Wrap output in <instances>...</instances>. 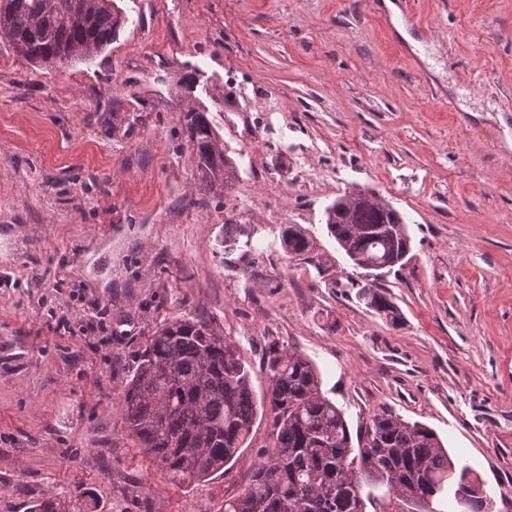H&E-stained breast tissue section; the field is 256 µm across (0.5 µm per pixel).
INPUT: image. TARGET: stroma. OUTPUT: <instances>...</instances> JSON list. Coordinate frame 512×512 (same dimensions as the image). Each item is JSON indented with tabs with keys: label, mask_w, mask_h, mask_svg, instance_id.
<instances>
[{
	"label": "stroma",
	"mask_w": 512,
	"mask_h": 512,
	"mask_svg": "<svg viewBox=\"0 0 512 512\" xmlns=\"http://www.w3.org/2000/svg\"><path fill=\"white\" fill-rule=\"evenodd\" d=\"M115 2L124 25L92 58L44 67L0 42V512L80 489L99 512L124 489L126 512H224L271 415L183 486L124 435L136 354L178 316L231 337L259 396L267 345L294 347L350 427L383 409L425 425L512 512V0H409L402 32L367 0ZM191 108L237 164L227 196L200 189ZM356 189L412 243L371 280L323 219ZM358 298L364 302L367 308L375 311L386 322L397 325L400 315L395 304L384 293L374 288H360Z\"/></svg>",
	"instance_id": "stroma-1"
}]
</instances>
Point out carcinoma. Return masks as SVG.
Instances as JSON below:
<instances>
[{
    "mask_svg": "<svg viewBox=\"0 0 512 512\" xmlns=\"http://www.w3.org/2000/svg\"><path fill=\"white\" fill-rule=\"evenodd\" d=\"M124 25L114 0H0V40L27 60L54 65L87 59L110 44ZM183 135L207 193L236 188L237 165L218 146L207 113H185ZM328 232L357 267L390 262L411 251L394 208L325 213ZM281 242L308 249L289 226ZM358 298L395 325L400 315L384 293L362 288ZM263 365L266 399H257L248 363L236 343L197 319L162 324L137 355L122 400L124 429L156 468L180 484L221 471L243 448L261 409L272 414L270 442L252 468L248 487L224 501V512H445L465 477L479 474L449 455L431 429L381 410L352 444L344 411L321 390L313 362L272 342ZM71 501L45 498L29 512H71Z\"/></svg>",
    "mask_w": 512,
    "mask_h": 512,
    "instance_id": "cac0c4a2",
    "label": "carcinoma"
}]
</instances>
